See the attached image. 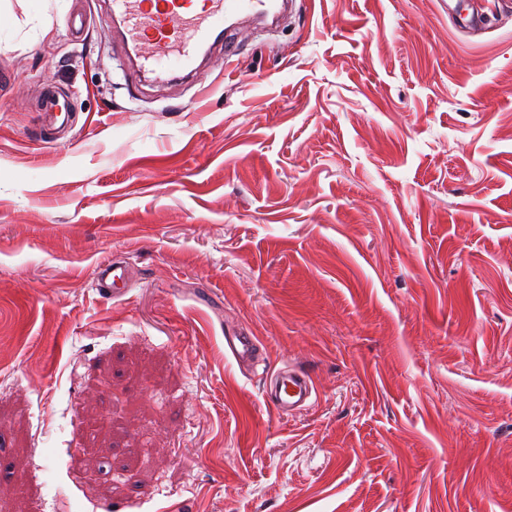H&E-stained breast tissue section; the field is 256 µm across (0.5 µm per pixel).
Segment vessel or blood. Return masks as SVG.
Listing matches in <instances>:
<instances>
[{
	"label": "vessel or blood",
	"instance_id": "1",
	"mask_svg": "<svg viewBox=\"0 0 512 512\" xmlns=\"http://www.w3.org/2000/svg\"><path fill=\"white\" fill-rule=\"evenodd\" d=\"M274 8V0H202L198 5L193 0H171L164 8L152 7L151 0H112V14L122 23L123 40L131 44L136 59L144 66L176 73L189 69L199 47L230 39L229 19L261 23ZM44 119L54 129L67 128L70 114L66 99L48 94ZM125 278L122 261H108L97 269L96 288L111 295L116 283ZM224 352L238 361H260L256 338L242 333L225 332ZM314 392L310 374L291 364L278 370L264 402L282 415L301 409Z\"/></svg>",
	"mask_w": 512,
	"mask_h": 512
}]
</instances>
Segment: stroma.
<instances>
[{"mask_svg":"<svg viewBox=\"0 0 512 512\" xmlns=\"http://www.w3.org/2000/svg\"><path fill=\"white\" fill-rule=\"evenodd\" d=\"M112 30L0 0V512H512V0H295L187 82ZM44 119L55 130H64L70 122V110L67 101L55 93H49L45 99ZM123 261L113 259L101 264L97 269L96 288L100 294L108 297L115 295V285L118 281L126 279V269ZM224 353L236 361H248L255 365L263 362V360H260L259 347L255 336L225 332ZM315 393L310 374L302 367L289 363L278 370L270 391L264 390V402L277 415H284L287 410L289 413L300 410Z\"/></svg>","mask_w":512,"mask_h":512,"instance_id":"stroma-1","label":"stroma"}]
</instances>
